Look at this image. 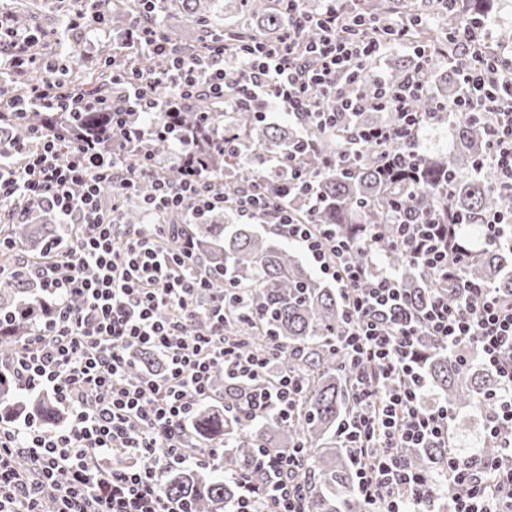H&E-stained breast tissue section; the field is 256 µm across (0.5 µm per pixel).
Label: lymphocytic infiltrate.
<instances>
[{"label":"lymphocytic infiltrate","mask_w":512,"mask_h":512,"mask_svg":"<svg viewBox=\"0 0 512 512\" xmlns=\"http://www.w3.org/2000/svg\"><path fill=\"white\" fill-rule=\"evenodd\" d=\"M104 2L79 0L67 22L74 37H110ZM160 2L146 0L145 16L124 29L122 40L164 57V67L113 70L107 95L62 91L71 66L99 67L104 58L82 51L35 59L30 48L41 30L17 28L0 11V125L25 123L33 112L44 116L30 138L0 140V209L20 221L36 207L62 228L40 258L20 261L8 279L17 288H40L52 302L10 370L21 390L51 395L68 412L67 422L52 429L0 423V512H42L46 497L54 512H183L165 494L163 473L187 463H224L222 449L198 452L187 442L189 419L211 397L214 375L258 386L247 410L254 420L271 411L290 419L303 394L299 376L274 370L279 344L247 352L225 338L229 308L250 317L244 290L230 284L212 294L210 273L192 247L173 251L162 242L163 215L176 212L184 223L200 224L223 209L224 181L213 162L236 146L233 133L211 128L207 115L183 127L181 112L203 98L228 112L275 104L298 122L331 132L346 115L390 109L396 125L358 127V143L387 147L391 172L410 169L418 152L423 119L412 103L429 92L430 56L420 55L401 84L346 93L343 82H354L382 44L371 35L373 21L368 35L354 37L341 0H324L313 22L323 35L307 45L301 38L312 22L298 0H281L288 25L277 43L236 38L232 65L223 34L191 55L172 44L158 21ZM463 34L470 55L459 74L462 93L448 108L467 120L491 115L488 146L475 167L494 168L501 189L512 193V53L493 48L480 19H471ZM17 82L27 83V96L13 95ZM448 108L437 105L428 119L438 121ZM58 112L111 113L118 145L105 148L90 131L57 129ZM152 138L173 146L170 164L155 154L131 163L132 148ZM202 140L207 149H199ZM169 167L177 169V181L165 178ZM144 181L152 190L142 196ZM290 195L305 197L309 210L318 207L294 158L271 192L243 189L237 208L250 218L273 216L344 298L333 346L352 375L354 411L338 435L363 512H432L441 479L458 490L453 512H512V297L463 279L466 255L448 249L440 222L408 213L399 218L394 246L411 264L458 282L453 292L433 294L423 312L409 311L398 276L375 251L365 249L363 260H355L356 243L329 225L297 219L282 204ZM132 201L144 223L121 222V208ZM200 319L206 327L198 331ZM422 336L454 352L462 365L477 352L480 364L498 373L499 390L483 397L484 441L497 448L496 456L458 453L452 407L423 406L427 381L415 358ZM140 350L157 354L164 372L129 379ZM426 447L447 449L440 474L413 468L403 455ZM254 471L256 480L242 479L233 512H307L312 486L302 449H259Z\"/></svg>","instance_id":"1"}]
</instances>
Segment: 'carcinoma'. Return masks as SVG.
I'll list each match as a JSON object with an SVG mask.
<instances>
[{
	"mask_svg": "<svg viewBox=\"0 0 512 512\" xmlns=\"http://www.w3.org/2000/svg\"><path fill=\"white\" fill-rule=\"evenodd\" d=\"M493 0H457V16L439 27L420 24L412 28L410 41L415 50L448 46L450 73L440 76L429 68V95L416 100L414 111L424 115L435 111L439 102L451 100L460 93V81L455 78L463 64L455 39L454 27L464 17L488 18L493 13ZM164 11L175 10L190 21L195 29L190 40L169 34L186 53L200 48L208 32L221 29L219 0H164ZM402 0H356L354 11L370 15H388L400 11ZM109 9L117 18L130 19L141 15L142 0H116ZM240 11L256 20L251 26L232 33L258 41H272L287 23L279 9V0H240ZM62 55L71 42L64 22L49 32ZM112 59V67L137 66L155 70L164 65L159 56H140L128 47L117 44L102 50ZM416 55L403 57L395 64L386 83L396 85L414 71ZM111 71L74 68L66 89L110 88ZM377 83L371 65H365L355 85L345 86L352 94L366 92ZM209 114L212 125L224 124L238 135V153L224 154L217 162V173L224 177V211L216 212L207 224H183L169 218L172 227L166 236L169 247L178 250L185 240L193 241L194 249L212 274V288L218 293L229 283L246 289L249 307L255 310L250 326H243L234 311L226 314L224 334L243 341L246 349L260 351L270 340L283 349L282 366L301 375L305 383L303 404L296 415L284 422L270 412L260 420L244 417L247 400L256 386L224 380L222 398L201 402L190 424L192 442L199 446L230 448L225 457L224 476L218 477L205 467L173 468L165 475L167 494L183 503L190 512H229L238 494L237 481L245 467L251 465L260 448L287 449L304 444L306 470L315 486L310 497L309 512H360L362 504L353 496V471L347 449L336 434L342 420L353 408L350 375L343 367V356L332 348L330 338L342 321L341 294L327 287L301 259L275 237L265 236L252 224H234L233 199L239 189L258 184L273 187L277 176H267L263 166L252 160L278 162L313 140L318 152L297 154L304 174L320 196V208L313 216L318 224H334L337 230L359 241L372 230L376 239L372 246L385 264L399 272L400 285L407 298L420 308L432 296L441 282L429 271L409 264L406 257L391 245L398 215L413 211L421 216L453 214L465 223L449 225V242L454 249H469L473 256L465 269V279L488 284L503 295L512 294V243L501 240L494 248L477 249L470 244L467 229L476 218L487 213L512 208V195L502 191L491 168L480 171L474 161L485 150L488 126L485 122L458 121L454 145L444 153L419 154L412 173L388 175L384 170L386 150L361 146L358 159L350 157V141L357 124L345 121L336 131L322 133L311 126L290 132L264 121L251 112H225L223 106L206 99L196 101L183 113L184 123L193 125L200 113ZM86 130L106 132L104 144L112 145V124L105 112L82 115ZM336 158V168L327 169L324 159ZM0 234L9 241L27 248L30 258H39L47 241L60 234L57 224L42 215L36 224H0ZM49 298L32 288H14L0 282V311L8 314V324L0 333V355L8 360L17 357L36 320L43 315ZM419 365L429 387L439 397L455 407L481 410L482 396L497 389L500 380L496 372L476 363L459 365L448 349L428 336L417 344ZM163 369L161 359L151 352H137L129 369V377L138 378L152 370ZM67 413L49 396L23 395L8 376L0 375V420L13 424L34 421L47 427L65 422ZM406 456L418 469L435 470L448 457L446 448H409Z\"/></svg>",
	"mask_w": 512,
	"mask_h": 512,
	"instance_id": "obj_1",
	"label": "carcinoma"
}]
</instances>
